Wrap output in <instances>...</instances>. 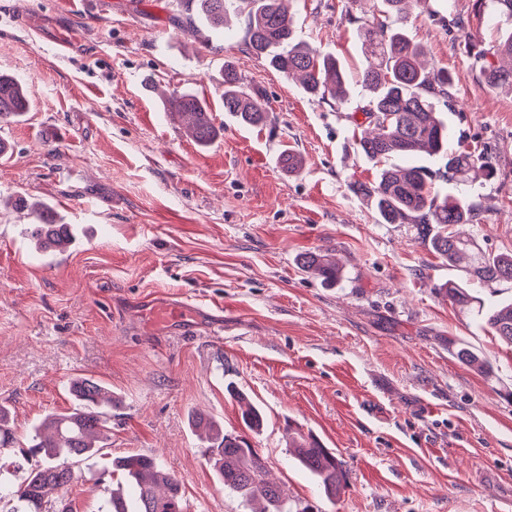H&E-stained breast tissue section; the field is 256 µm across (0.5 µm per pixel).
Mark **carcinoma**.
I'll use <instances>...</instances> for the list:
<instances>
[{
  "instance_id": "cac0c4a2",
  "label": "carcinoma",
  "mask_w": 512,
  "mask_h": 512,
  "mask_svg": "<svg viewBox=\"0 0 512 512\" xmlns=\"http://www.w3.org/2000/svg\"><path fill=\"white\" fill-rule=\"evenodd\" d=\"M208 26L221 30L228 25L230 11L247 8L243 44L246 49L268 61L269 65L288 77L298 79L304 92L314 99L329 98L345 103L350 91L347 78L333 56L322 55L295 37L294 16L284 0H197ZM384 12L396 18L398 26L365 20L359 27L366 66L355 81L356 92L367 98L361 107L372 128L361 132L358 148L362 155L376 163L393 156L427 153L446 159L445 168L455 174L473 169L485 178L495 177L494 165L469 151H448L451 133L437 111L435 101L451 98V77L444 72H431L424 65V49L406 34L404 25L413 9L426 0H379ZM495 11L486 15L475 12L478 20L509 24L499 29V38L487 47L475 44L474 58L483 62L481 74L492 90L512 91V0H490ZM29 108L23 85L14 77L0 74V120L15 119ZM167 110L186 123L187 132L196 143L207 145L217 136L207 104L190 91H174L166 100ZM224 111L249 125L268 122V111L261 92L245 89L244 78L235 67L224 65ZM438 172L424 167H390L381 170L374 184L359 183L353 190L373 199L379 220L384 224H417L431 234V247L451 265L463 266L465 279L448 282V299L461 307L472 304L469 292L472 282L512 283V253L487 255L469 238L450 230L455 224H475L479 206L451 194H442L435 186ZM36 223L27 228L28 236L44 253H56L70 243L69 224H58L50 207H34ZM304 270H313L327 284L339 280L341 271L335 260L325 254L309 253L300 259ZM481 315L495 336L512 345V302L490 305ZM459 360L475 367L483 366L481 356L467 345L457 346ZM69 392L76 408L50 414L42 430L31 436L30 451L44 456L32 468L26 482L10 490L22 504L18 512H46L45 496L51 490L71 485L76 479L72 465L99 450L97 443L108 439V423L112 418V396L90 377L75 378ZM244 428L258 431L263 415L253 405L241 413ZM194 426L208 430L209 460L223 482L224 489L245 498L265 502L256 512H285L283 491L266 477V466L247 435H230L214 421L198 414ZM296 464L310 473L327 497L336 496L344 481L343 465L336 453L307 436H289ZM5 406L0 404V447L13 444ZM133 483V505L121 497H112L108 512H188L178 481L157 459L145 454H130L112 461Z\"/></svg>"
}]
</instances>
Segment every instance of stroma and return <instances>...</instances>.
Wrapping results in <instances>:
<instances>
[{"instance_id":"1","label":"stroma","mask_w":512,"mask_h":512,"mask_svg":"<svg viewBox=\"0 0 512 512\" xmlns=\"http://www.w3.org/2000/svg\"><path fill=\"white\" fill-rule=\"evenodd\" d=\"M475 0H430L406 29L432 71L451 74L437 102L453 135L497 170L448 180L481 208L463 225L480 251L512 252V92L491 90L465 51L492 31L472 22ZM179 0H0V73L26 88L30 108L0 123V404L25 441L46 415L71 409L68 383L111 390L110 439L76 463L77 479L48 496L103 512L113 459L158 458L189 512H251L225 491L193 414L243 430L238 394L264 416L251 441L287 506L309 512H512V347L442 291L462 279L412 224H381L356 183L379 164L357 149L360 96L344 104L304 93L232 30L183 31ZM296 35L336 57L349 76L365 64L354 0H294ZM232 63L262 90L270 121L224 110ZM189 90L219 136L197 145L164 110ZM303 158L295 174L279 157ZM22 195L50 205L78 240L36 251L34 217L4 206ZM336 258L333 285L303 271L301 254ZM185 302V322L155 326L145 306ZM223 327V339L213 329ZM467 344L478 371L459 362ZM333 449L345 485L328 499L293 463L288 431Z\"/></svg>"}]
</instances>
